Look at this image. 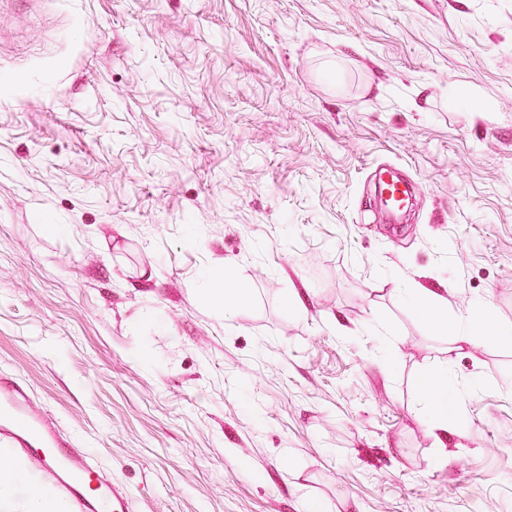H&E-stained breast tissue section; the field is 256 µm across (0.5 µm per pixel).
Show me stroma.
<instances>
[{"label":"stroma","mask_w":512,"mask_h":512,"mask_svg":"<svg viewBox=\"0 0 512 512\" xmlns=\"http://www.w3.org/2000/svg\"><path fill=\"white\" fill-rule=\"evenodd\" d=\"M419 287L512 324V0H0V372L136 512H512V338ZM404 298L421 316L434 321L441 320L439 327L443 329L441 324L445 316L444 314H438L436 312L432 294L429 290L425 288H413L405 294ZM489 319H493L496 327L494 328L492 326H487L486 329L483 328L484 335L488 336L491 340L511 337L512 325L505 324L494 319L489 303L483 300H479L473 305L466 316L461 317V321L466 322V325L458 329V334L455 336V338L465 343H471V330L474 322L481 320L486 321Z\"/></svg>","instance_id":"stroma-1"}]
</instances>
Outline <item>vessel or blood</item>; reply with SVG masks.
<instances>
[{
  "label": "vessel or blood",
  "mask_w": 512,
  "mask_h": 512,
  "mask_svg": "<svg viewBox=\"0 0 512 512\" xmlns=\"http://www.w3.org/2000/svg\"><path fill=\"white\" fill-rule=\"evenodd\" d=\"M31 448L44 449L42 481L66 498L73 512H134L132 499L111 474L33 406L23 383L1 374L0 456H21Z\"/></svg>",
  "instance_id": "obj_1"
}]
</instances>
